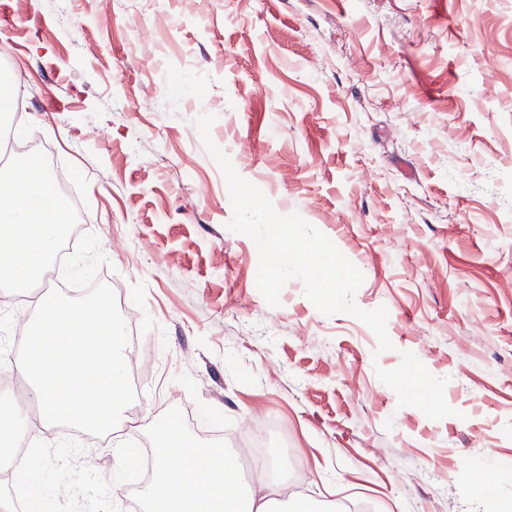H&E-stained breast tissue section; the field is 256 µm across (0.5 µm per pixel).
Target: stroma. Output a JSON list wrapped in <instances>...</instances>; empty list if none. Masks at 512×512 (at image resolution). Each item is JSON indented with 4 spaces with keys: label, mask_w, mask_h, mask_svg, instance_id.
Wrapping results in <instances>:
<instances>
[{
    "label": "stroma",
    "mask_w": 512,
    "mask_h": 512,
    "mask_svg": "<svg viewBox=\"0 0 512 512\" xmlns=\"http://www.w3.org/2000/svg\"><path fill=\"white\" fill-rule=\"evenodd\" d=\"M0 74V136L73 174L139 338L134 432L51 434V512H114L124 449L178 410L199 448L264 435L316 512H512V0H0ZM204 114L362 272L391 350L300 280L267 304Z\"/></svg>",
    "instance_id": "1"
}]
</instances>
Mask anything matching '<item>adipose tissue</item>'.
<instances>
[{"instance_id":"1","label":"adipose tissue","mask_w":512,"mask_h":512,"mask_svg":"<svg viewBox=\"0 0 512 512\" xmlns=\"http://www.w3.org/2000/svg\"><path fill=\"white\" fill-rule=\"evenodd\" d=\"M156 478L142 490L148 512H274L280 483L242 488L237 461L218 448L192 447L175 423L156 438Z\"/></svg>"}]
</instances>
